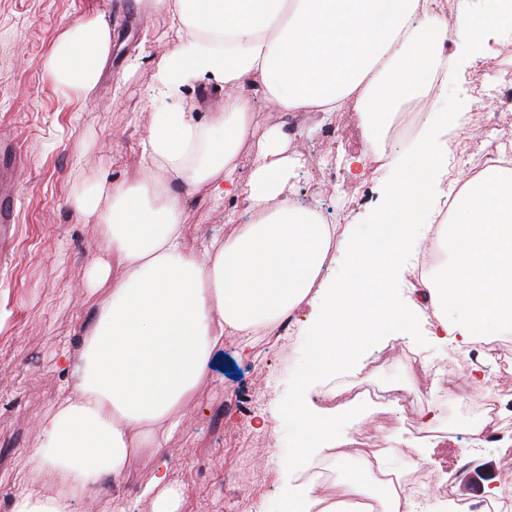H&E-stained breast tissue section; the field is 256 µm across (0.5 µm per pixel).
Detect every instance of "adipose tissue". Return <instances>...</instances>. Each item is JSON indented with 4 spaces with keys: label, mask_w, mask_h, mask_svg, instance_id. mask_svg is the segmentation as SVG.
I'll return each instance as SVG.
<instances>
[{
    "label": "adipose tissue",
    "mask_w": 512,
    "mask_h": 512,
    "mask_svg": "<svg viewBox=\"0 0 512 512\" xmlns=\"http://www.w3.org/2000/svg\"><path fill=\"white\" fill-rule=\"evenodd\" d=\"M155 3L167 10L180 41L158 59L156 85L171 98L192 81L226 94L206 123L152 104L139 168L113 183L111 210L99 212L93 193L74 198L78 211L98 215L105 226L112 263L98 274L111 278L112 290L98 303L67 397L43 415L28 457L90 492L123 474L135 441L155 442L180 428L176 408L206 376L225 335H255L302 305L312 311L300 324L294 394L273 416L277 426L300 429L284 453L297 471L345 444L353 424L346 411L312 403V388L358 370L382 342L412 334L422 303L438 313L427 331L437 344L459 348L480 336L512 334V170H487L453 199L441 192L448 177L444 137L460 113H430L414 152L390 159L396 177L372 202L368 224L337 230L286 196L298 161L287 156L280 130L267 133L248 178L237 174L252 121L238 87L252 84L286 112L358 108L373 146L396 105L442 98L445 87L435 78L448 67L440 51L447 30L459 44L480 49L512 23V0H494L483 12L460 0L452 23L436 13V0ZM110 42L102 20L69 28L46 65L49 78L64 89H91ZM155 169L191 187L210 185L214 200L245 199L256 217L232 238L191 245L184 198L171 180L149 178ZM447 199L454 202L449 222L433 225ZM435 239L446 264L423 286L393 291L392 282ZM333 248L349 270L326 276ZM368 492L361 480L341 483L333 495L306 481L287 486L262 512H342L346 498Z\"/></svg>",
    "instance_id": "adipose-tissue-1"
}]
</instances>
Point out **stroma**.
I'll return each instance as SVG.
<instances>
[{
	"label": "stroma",
	"mask_w": 512,
	"mask_h": 512,
	"mask_svg": "<svg viewBox=\"0 0 512 512\" xmlns=\"http://www.w3.org/2000/svg\"><path fill=\"white\" fill-rule=\"evenodd\" d=\"M98 18L112 31L98 83L88 91L59 88L45 70L55 45L69 26ZM177 43L167 13L153 9L152 0H0V156L15 162L18 214L0 258V512H11L22 486L41 495L69 490L57 469L27 463L26 455L39 435L41 416L67 392L69 372L54 351L64 349L71 360L79 359L97 301L112 289L111 280L94 277L98 261L109 257L104 227L79 212L73 199L95 191L100 210L111 208L109 188L134 170L151 119L145 102L155 67L151 57L137 67L132 61L139 51L152 56ZM120 72L127 80L118 85L114 77ZM223 98L219 87L197 82L185 86L176 103L204 120L219 111ZM251 100L254 125L239 152L243 165L255 160L267 129L292 119L302 128L290 148L304 154L310 166L292 174L289 196L305 200L324 191L330 170L344 167L365 148L359 112L308 110L290 118L262 94ZM336 124L345 139L332 147L322 131ZM395 176L394 169L383 167L358 191L326 199L325 208L337 211L338 226L361 223L380 181ZM183 194L189 239L236 233L245 204L231 210L215 203L205 185ZM240 343V337H225L214 352L204 381L178 408L183 429L164 447L147 442L137 447L120 485L107 479L92 494L76 493L74 512H154L157 499L173 492L177 512H260L281 495L288 467L277 451L287 447L288 431L260 428L255 415L276 413L291 396L302 349L294 337L283 344L266 342L246 360L239 356ZM400 348L420 356L431 390L439 388L438 362L453 366L457 376L465 374L461 352L434 347L416 332L379 345L389 360L375 371L376 383L408 377L409 364L393 355ZM503 435L500 442L476 448L454 433L418 437L403 422L392 439L404 449H431L430 471L461 466L469 482L489 489L512 485V457L506 454L512 421ZM245 463L258 476L254 495L225 496V475ZM161 470L167 479L158 485L154 478Z\"/></svg>",
	"instance_id": "obj_1"
}]
</instances>
